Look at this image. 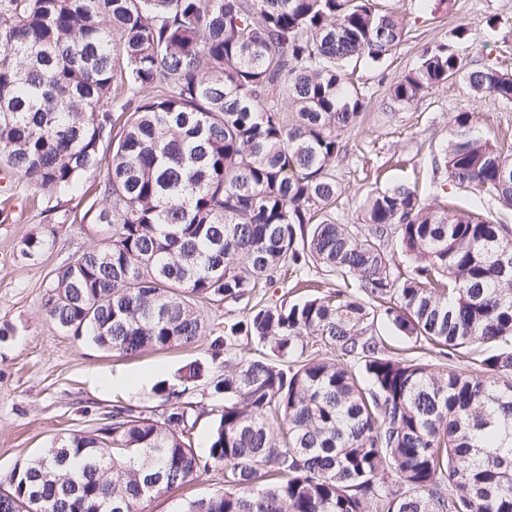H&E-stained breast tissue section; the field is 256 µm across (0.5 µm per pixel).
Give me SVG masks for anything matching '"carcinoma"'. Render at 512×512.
<instances>
[{
  "label": "carcinoma",
  "mask_w": 512,
  "mask_h": 512,
  "mask_svg": "<svg viewBox=\"0 0 512 512\" xmlns=\"http://www.w3.org/2000/svg\"><path fill=\"white\" fill-rule=\"evenodd\" d=\"M404 30L373 0H0V171L35 197L103 171L102 205L72 218L96 243L51 279L59 328L134 357L196 345L203 300L311 264L341 283L255 305L211 340L214 360L243 338L259 352L224 360L207 456L193 406L162 380L163 416L113 406L16 469L3 512L33 487L37 512H139L214 467L224 490L187 512H512V155L457 112L433 174L497 218L436 210L400 184L358 223L336 220V166L363 110L344 72L380 63ZM457 78L512 101V74L448 44L389 96L406 107ZM48 245L29 236L20 255ZM380 323L446 358L496 350L473 359L475 378L390 355Z\"/></svg>",
  "instance_id": "carcinoma-1"
}]
</instances>
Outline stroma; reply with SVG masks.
I'll return each mask as SVG.
<instances>
[{
  "instance_id": "obj_1",
  "label": "stroma",
  "mask_w": 512,
  "mask_h": 512,
  "mask_svg": "<svg viewBox=\"0 0 512 512\" xmlns=\"http://www.w3.org/2000/svg\"><path fill=\"white\" fill-rule=\"evenodd\" d=\"M375 6L403 18L405 35L400 45L380 64L360 63L348 74L364 102L360 122L344 138L348 155L336 167L341 195L337 216L356 223L367 196L395 184L418 187L434 204L453 206L458 212L483 218L492 207L475 194L445 185L433 190L431 159L448 140L454 113L476 114L481 133L492 143L512 146V103L495 95L476 97L460 80L433 89L404 108L391 105L390 86L415 68L423 51L449 41L452 29L466 23L468 35L457 43L459 53H482L504 71L512 72V0H374ZM26 184L12 180L0 187V198L10 197L8 221L0 222V328L11 334L0 340V483L27 459L50 446L52 440L100 427L116 404L140 406L158 417L167 404L153 387L161 380L181 384L184 366L199 363L206 374L185 385V400L194 404L195 450L206 455L210 431L224 407L214 394L213 378L224 372L223 361L210 357L208 340L192 348L147 351L121 358L86 339L63 332L47 316L45 302L52 275L69 256L90 247L94 227L61 223L65 211H84L98 196L88 182L79 192L51 199L49 206L31 205ZM57 220L56 239L37 259L21 258V240L41 235ZM288 284L262 289L258 298L204 304L201 314L214 335L224 325L243 319L256 300L287 299ZM222 470L155 496L142 512H185L192 500L222 490Z\"/></svg>"
}]
</instances>
